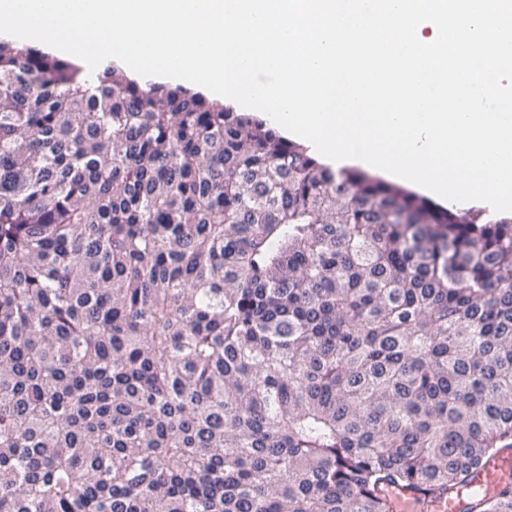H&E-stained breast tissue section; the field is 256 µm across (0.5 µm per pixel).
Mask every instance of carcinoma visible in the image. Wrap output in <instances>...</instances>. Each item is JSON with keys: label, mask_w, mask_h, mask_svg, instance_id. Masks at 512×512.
Wrapping results in <instances>:
<instances>
[{"label": "carcinoma", "mask_w": 512, "mask_h": 512, "mask_svg": "<svg viewBox=\"0 0 512 512\" xmlns=\"http://www.w3.org/2000/svg\"><path fill=\"white\" fill-rule=\"evenodd\" d=\"M481 216L0 42V512L466 487L512 448V218Z\"/></svg>", "instance_id": "1"}]
</instances>
